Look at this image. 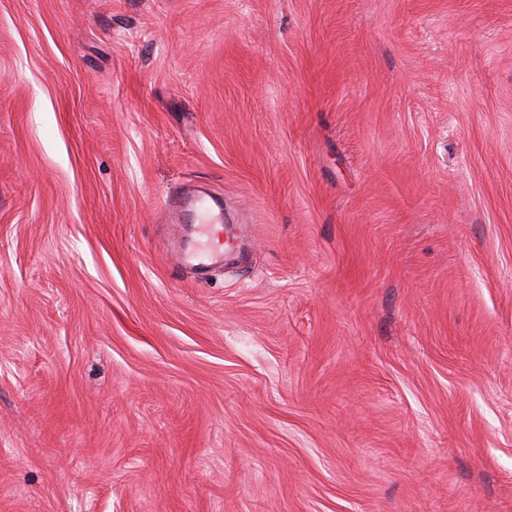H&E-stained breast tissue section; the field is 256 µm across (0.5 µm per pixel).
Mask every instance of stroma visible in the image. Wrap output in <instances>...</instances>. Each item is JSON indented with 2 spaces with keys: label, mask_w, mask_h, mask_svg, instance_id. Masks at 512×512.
<instances>
[{
  "label": "stroma",
  "mask_w": 512,
  "mask_h": 512,
  "mask_svg": "<svg viewBox=\"0 0 512 512\" xmlns=\"http://www.w3.org/2000/svg\"><path fill=\"white\" fill-rule=\"evenodd\" d=\"M0 512H512V0H0Z\"/></svg>",
  "instance_id": "obj_1"
}]
</instances>
